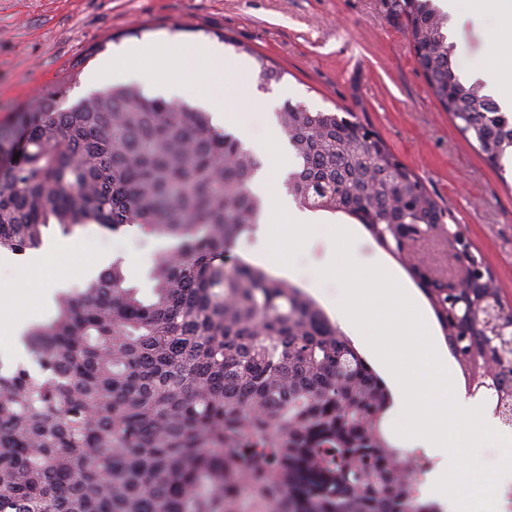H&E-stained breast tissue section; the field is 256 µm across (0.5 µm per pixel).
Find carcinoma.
I'll return each mask as SVG.
<instances>
[{
  "label": "carcinoma",
  "mask_w": 512,
  "mask_h": 512,
  "mask_svg": "<svg viewBox=\"0 0 512 512\" xmlns=\"http://www.w3.org/2000/svg\"><path fill=\"white\" fill-rule=\"evenodd\" d=\"M432 94L500 172L512 114L461 79L448 15L392 0ZM258 80L283 73L257 56ZM277 124L293 158L283 180L299 207L357 220L427 297L468 381L512 406V349L489 344L497 287L473 255L461 280L471 317L421 278L406 248L443 223L420 178L352 112L287 104ZM0 253L40 250L52 227L87 224L172 241L148 272L122 259L55 295L28 329L38 373L0 361V512H440L417 494L420 456L382 429L380 379L316 300L240 257L259 223L249 184L260 156L210 113L136 85L64 108L52 94L0 123Z\"/></svg>",
  "instance_id": "carcinoma-1"
}]
</instances>
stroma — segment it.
I'll return each mask as SVG.
<instances>
[{"instance_id": "35a3bbf8", "label": "stroma", "mask_w": 512, "mask_h": 512, "mask_svg": "<svg viewBox=\"0 0 512 512\" xmlns=\"http://www.w3.org/2000/svg\"><path fill=\"white\" fill-rule=\"evenodd\" d=\"M510 24L512 19L496 14L454 34L461 74L490 66L512 83V44L495 39L497 30ZM226 37L232 40L226 55L246 49L285 72L281 82L264 87L257 69L235 76L245 95L234 107L265 141L262 159L273 179L293 163L275 112L290 103L355 113L420 176L499 282L504 304L512 305V174L499 176L434 98L407 35L390 13V0H0V122L33 109L58 89L67 107L96 92L89 72L119 47L136 45L132 64L183 81L187 45L218 44ZM162 42L170 53L157 52ZM308 217L313 224L352 225L354 260L391 268L419 304H426L402 265L361 224L340 213L312 211ZM72 239L76 251L54 253L49 271L77 291L86 282L80 268L108 255L123 258L131 282L143 283L168 245L162 238L115 235L95 224L77 229ZM235 253L278 270L276 248L263 225L243 235ZM333 259L331 237L314 234L280 272L335 322L339 285L319 276Z\"/></svg>"}]
</instances>
